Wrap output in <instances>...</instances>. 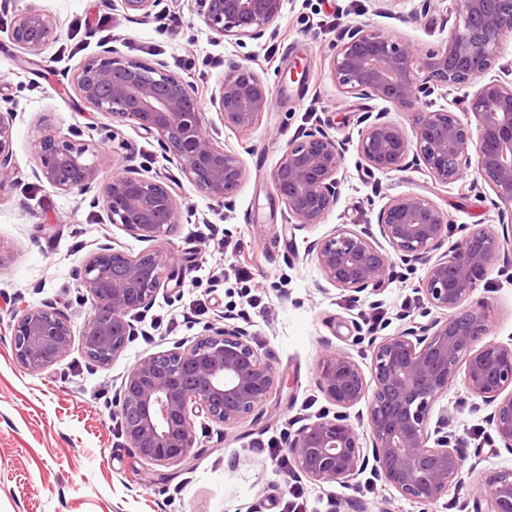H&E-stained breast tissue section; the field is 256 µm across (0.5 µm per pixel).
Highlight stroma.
<instances>
[{
  "instance_id": "35a3bbf8",
  "label": "stroma",
  "mask_w": 512,
  "mask_h": 512,
  "mask_svg": "<svg viewBox=\"0 0 512 512\" xmlns=\"http://www.w3.org/2000/svg\"><path fill=\"white\" fill-rule=\"evenodd\" d=\"M29 8L59 18L62 35L37 65L23 67L8 28ZM455 22L454 0H432L427 11L422 0H317L311 8L286 0L273 35L242 48L212 32L194 0H167L165 14L148 22L127 16L119 0H0V101L15 105L14 182L0 193V512H288L282 437L334 410L316 386L320 357L335 350L368 363L369 352L351 340L354 326L369 329L372 314L380 315L388 335L436 315L419 290L421 268L357 302L335 288L321 291L324 278L306 255L308 243L342 224H376L388 199L406 192L426 195L448 212L454 241L477 225L499 229L501 216L474 191L471 175L439 186L415 167L371 179L351 150L340 170L336 207L321 223L301 229L275 200L269 175L288 140L316 121H324L336 140L354 142L358 116L385 109L380 100L344 96L332 81L329 61L344 28L368 25L423 55L445 48ZM104 42L126 58L164 61L193 84L212 136L242 160L246 177L230 208L182 183L184 205L169 249L189 269L185 282L176 293L160 290L140 323L143 336L96 367L82 350L91 305L76 271L99 243L133 254L146 244L109 224L80 195L38 182L30 144L47 132L73 133L104 142L113 172L129 160L147 177L180 175L156 138L130 124L109 129L106 118L70 91L73 76ZM246 50L273 93L259 123L242 131L224 125L211 100L229 62ZM297 60L304 72L295 71ZM497 263L472 298L489 304L492 339L510 345L512 245ZM16 302L50 304L70 319L69 352L38 374L24 372L12 357L8 324ZM227 312L248 320L253 346L271 356L288 384L265 415L233 430L195 418L202 455L190 469L162 478V466L134 458L112 413V396L138 359L196 340L206 323ZM489 413L475 408L460 384L431 411L432 421H447L449 432L463 438L474 476L484 483L512 471V451L493 442ZM471 428L482 431V441L468 439ZM299 488L308 512L333 505L339 512H475L473 504L459 508L449 496L426 508L381 482L351 489L304 480Z\"/></svg>"
}]
</instances>
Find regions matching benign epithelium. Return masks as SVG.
Masks as SVG:
<instances>
[{
	"mask_svg": "<svg viewBox=\"0 0 512 512\" xmlns=\"http://www.w3.org/2000/svg\"><path fill=\"white\" fill-rule=\"evenodd\" d=\"M136 19L153 15L163 0H120ZM198 14L216 34L237 41L259 40L281 15L284 0H195ZM457 22L442 51L418 56L405 42L367 25L338 36L330 58V76L347 97L378 99L408 114L409 125L366 112L355 145L369 176L424 166L434 182L448 185L464 173L484 181L492 205L512 212V80L492 78L504 38L512 35V0H456ZM61 36L59 20L37 10L19 13L8 31L11 44L33 64ZM78 96L110 123H133L157 137L164 153L179 164L190 184L230 208L246 176L240 158L211 135L195 88L163 61L122 57L110 46L72 78ZM475 85L465 112L430 111L426 98L438 86ZM272 91L250 66L236 63L224 72L212 101L224 124L248 130L270 106ZM34 176L59 193L94 192L93 206L109 223L149 243L137 254L102 244L77 270L91 302L82 333L87 359L99 367L117 359L142 331L134 324L153 306L162 287L180 290L187 268L172 260L169 236L179 223L181 193L164 180L146 178L133 165L101 176L102 147L66 134H47L31 144ZM348 143L331 138L315 124L288 141L270 173L278 200L295 225L319 224L338 203V171ZM14 175L12 109L0 110V193ZM378 242L370 227L341 225L313 241L306 256L324 279L357 301L381 290L398 275L426 267L420 291L437 316L414 321L395 335L358 332L354 344L367 343V368L348 353L329 351L318 363L316 385L336 407L285 433L284 450L291 478L346 487L382 481L424 506L449 492L473 498L477 512H512V471L489 483L466 482L475 472L458 439L439 426L429 430L434 403L457 382L468 394L492 407L489 420L503 447L512 451V346L490 338L489 305L470 298L512 242V224L501 232L476 227L437 254L450 235V218L436 202L419 193L393 197L378 216ZM206 325L189 345L139 359L112 397V413L139 461L187 469L202 454L196 449L193 418L205 416L233 429L260 413L278 388L271 359L251 344L244 326ZM17 365L32 374L58 361L72 345L69 317L58 308L23 305L10 323ZM367 405L366 433L371 453L349 421L348 409ZM487 503V510L481 504Z\"/></svg>",
	"mask_w": 512,
	"mask_h": 512,
	"instance_id": "benign-epithelium-1",
	"label": "benign epithelium"
}]
</instances>
